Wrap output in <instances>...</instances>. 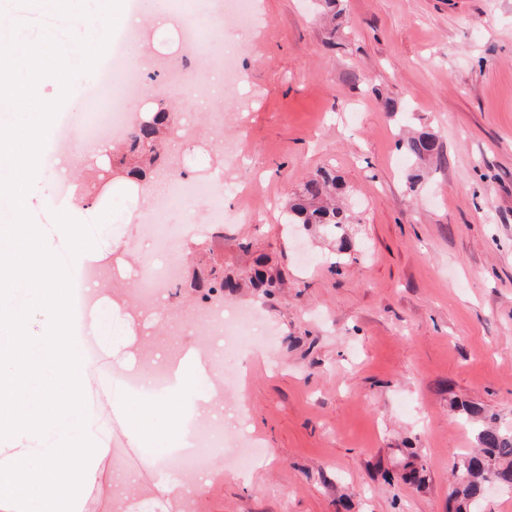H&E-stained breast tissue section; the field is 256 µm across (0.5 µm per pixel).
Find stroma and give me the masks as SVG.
Segmentation results:
<instances>
[{
    "mask_svg": "<svg viewBox=\"0 0 512 512\" xmlns=\"http://www.w3.org/2000/svg\"><path fill=\"white\" fill-rule=\"evenodd\" d=\"M186 2L162 13L141 0L156 18L139 40L167 70L125 90L139 118L161 102L176 111L162 147L181 177L225 182L223 211L189 199L166 214L183 275L156 301L164 318L138 301L140 268L159 254L138 221L150 200L117 162L125 142L81 164L74 180L37 170L28 213L52 253L84 242L103 252L86 316L111 309L119 332L94 347L123 373L198 360L207 326L171 330L202 307L193 281L206 264L234 274L263 257L282 271L275 298L224 296L225 307L256 311L276 339L224 350L213 379L216 416L266 454L169 497L161 488L179 477L157 467L135 435L134 397L119 393L86 407L109 453L76 512H452L455 467L475 445L459 403L512 426V0H341L332 38L316 0H252L250 16H225L226 44L208 47L215 58L235 49L243 75L210 102L167 75L194 68L170 21ZM46 9L45 0H0V29L39 43ZM385 98L396 112L383 110ZM402 126L433 133L441 163L410 162L397 146ZM229 147L240 149V169L222 170ZM327 165L357 218L345 227L349 253L281 220L280 203ZM240 208L251 223H225ZM77 221L93 232L66 233ZM198 224L218 240L190 234ZM129 448L153 481L124 468Z\"/></svg>",
    "mask_w": 512,
    "mask_h": 512,
    "instance_id": "1",
    "label": "stroma"
}]
</instances>
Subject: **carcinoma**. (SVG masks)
<instances>
[{
    "label": "carcinoma",
    "mask_w": 512,
    "mask_h": 512,
    "mask_svg": "<svg viewBox=\"0 0 512 512\" xmlns=\"http://www.w3.org/2000/svg\"><path fill=\"white\" fill-rule=\"evenodd\" d=\"M167 113L160 108L152 118L141 122L129 135L130 151L151 153L150 162L158 159L156 142ZM398 145L412 161L441 160L440 148L435 136L420 133L402 136ZM344 194V186L330 169H322L310 176L300 193L288 200L285 206L286 222L305 228L317 226L331 235H338L343 226L351 224L355 217L336 202ZM208 284L205 297L234 291L250 286L263 288L270 294L283 285L282 273L258 258L254 265L235 276H226L222 268L213 266L205 280ZM461 411L465 419L475 422L477 448L462 456L450 486L449 496L456 503L455 512H473L472 506L481 497L485 486L496 482L504 490H512V429L498 423L495 414L463 403Z\"/></svg>",
    "instance_id": "obj_1"
}]
</instances>
